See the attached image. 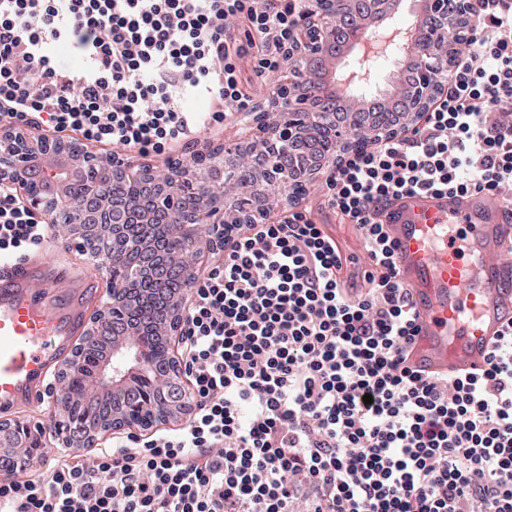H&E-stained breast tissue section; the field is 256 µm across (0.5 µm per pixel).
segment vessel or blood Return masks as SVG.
Returning a JSON list of instances; mask_svg holds the SVG:
<instances>
[{
    "mask_svg": "<svg viewBox=\"0 0 512 512\" xmlns=\"http://www.w3.org/2000/svg\"><path fill=\"white\" fill-rule=\"evenodd\" d=\"M379 217L417 314L410 363L429 373L484 369L512 324V199L403 194ZM54 288V280L35 279L28 265L0 262L1 408L37 399L80 327V309L57 303Z\"/></svg>",
    "mask_w": 512,
    "mask_h": 512,
    "instance_id": "vessel-or-blood-1",
    "label": "vessel or blood"
}]
</instances>
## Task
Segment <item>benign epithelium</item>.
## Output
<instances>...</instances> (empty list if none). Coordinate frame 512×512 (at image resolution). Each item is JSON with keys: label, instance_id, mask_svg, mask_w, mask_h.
<instances>
[{"label": "benign epithelium", "instance_id": "1", "mask_svg": "<svg viewBox=\"0 0 512 512\" xmlns=\"http://www.w3.org/2000/svg\"><path fill=\"white\" fill-rule=\"evenodd\" d=\"M437 16L423 20L420 25L428 28L429 34L417 41L415 52L422 63L420 75L411 91V109L421 110L426 100L434 94V73L448 62V28L454 26L452 0H435ZM352 9L351 0H307L301 10L296 30L300 55L296 63L278 83L276 89L277 118L269 119V113L254 115L261 131L260 144L250 149L247 164L235 167L229 182L254 187L246 201L250 209L262 216L269 215L266 191L256 187L258 182L285 184L290 181V158L278 150L280 136L293 143L303 138L300 122L296 117L307 115L325 121L328 128L336 130L339 119L331 106L321 99L307 100L302 92L303 82L309 77V64L324 60L326 52L336 46L338 37L344 34L345 15ZM71 141L57 136H33L23 128L0 125V182L16 185L24 190L25 203L29 211L44 216L50 224H63L70 233L79 235L80 245L95 250L107 238L117 239L123 235L126 224H140L142 241L133 247L140 264V280L155 281L166 278L173 269L183 270L182 291L193 287V272L185 258L196 253L198 234L186 233L192 223L191 214L198 212L214 225L242 224L243 214L238 209L226 210L217 204L223 193L209 185L203 178L197 185L192 200L182 198V176L204 171L192 166L169 168L165 176L156 174L150 167H135L126 158L114 154L100 158L90 152L74 154ZM336 164V152L325 151L316 156L306 178L312 182L328 177ZM92 177L88 183L86 203L74 208L66 203L56 190L59 184H68L77 173ZM153 178V184L162 189L152 196L153 206L137 203L124 195V186L129 182ZM46 181L51 190L32 193L28 185L33 181ZM131 260V257L114 253L103 254L97 259V267L113 282V269ZM131 292L130 286L111 288L112 305L97 311L92 327L83 338L78 349L96 348L105 336L124 335L129 344L112 350L107 364L89 379L88 388L95 391L123 389L131 377L143 381L146 387L127 396L125 412L119 415L121 424L112 429L137 427L138 417L147 413L172 418L189 406V398L180 381V369L175 357L168 359V368L148 373L147 360L141 356L144 337L156 333L158 327L167 334L181 330L186 318L182 306L170 308L160 303L151 313H142L135 301L121 296ZM82 373L80 358L72 356L58 372L61 387L58 392L59 414L45 425L31 426L24 422H0V450L13 454L20 462L34 455L43 447L42 437L52 436L64 443L72 441L73 433L81 435L82 444L93 446L106 430L101 424L87 420L78 429L66 424L68 390L67 381L72 375Z\"/></svg>", "mask_w": 512, "mask_h": 512}]
</instances>
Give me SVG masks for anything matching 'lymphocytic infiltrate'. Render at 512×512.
Listing matches in <instances>:
<instances>
[{
    "label": "lymphocytic infiltrate",
    "instance_id": "obj_1",
    "mask_svg": "<svg viewBox=\"0 0 512 512\" xmlns=\"http://www.w3.org/2000/svg\"><path fill=\"white\" fill-rule=\"evenodd\" d=\"M299 0H0V121L140 151L205 122L189 97L251 114L231 24L277 74ZM472 31L424 123L374 140L326 180L371 269L347 288L335 240L296 213L241 224L193 280L185 426L95 455L68 448L0 480V512H512V326L475 374L407 363L416 314L375 211L418 190L512 191V0H477ZM68 44L85 61L68 73ZM45 227L0 183V258ZM372 403H365L364 395Z\"/></svg>",
    "mask_w": 512,
    "mask_h": 512
}]
</instances>
